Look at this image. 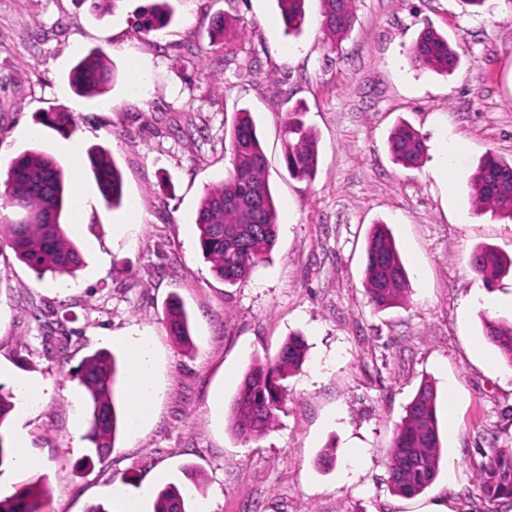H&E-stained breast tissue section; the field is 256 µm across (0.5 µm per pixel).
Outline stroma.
<instances>
[{"instance_id": "35a3bbf8", "label": "stroma", "mask_w": 512, "mask_h": 512, "mask_svg": "<svg viewBox=\"0 0 512 512\" xmlns=\"http://www.w3.org/2000/svg\"><path fill=\"white\" fill-rule=\"evenodd\" d=\"M151 2L120 0L99 15L90 0H0V183L24 151L56 156L72 188L63 221L83 253L74 276L40 279L0 248V393L14 405L7 426L23 427L43 466L45 512L96 503L121 512L127 500L153 512L155 491L170 483L188 512H492L478 473L493 449L512 448V367L483 321L512 320V272L486 287L470 257L481 246L512 257V221L478 212L469 177L486 154L512 161V0L479 14L461 0H354L356 23L337 47L322 32L320 0H308L296 37L277 0H171L165 29L136 34ZM227 12L243 29L232 47L209 32ZM427 26L457 44L453 73L412 67ZM96 48L115 79L87 98L68 73ZM299 105L318 139L310 181L291 178L283 161V121ZM52 109L70 113L66 133L37 123ZM241 109L261 134L277 241L231 286L203 258L195 218L229 169ZM403 121L428 145L414 168L388 149ZM95 147L121 172L119 206L94 179ZM378 223L409 274L404 299L382 311L362 283ZM174 298L189 317L188 347L165 322ZM35 305L61 319L65 362L47 351ZM295 333L307 359L286 380L288 403L265 435L243 441L232 428L238 386ZM129 338L152 352L147 417L136 431L120 425L103 462L83 465L88 408L72 373L94 352L114 357L126 417ZM20 379L38 384L37 402L23 398ZM425 380L438 392L442 459L433 484L409 499L389 488L387 460Z\"/></svg>"}]
</instances>
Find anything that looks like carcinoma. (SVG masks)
I'll list each match as a JSON object with an SVG mask.
<instances>
[{"instance_id":"obj_1","label":"carcinoma","mask_w":512,"mask_h":512,"mask_svg":"<svg viewBox=\"0 0 512 512\" xmlns=\"http://www.w3.org/2000/svg\"><path fill=\"white\" fill-rule=\"evenodd\" d=\"M306 0H278L285 29L296 35L305 23ZM324 34L331 44L341 42L355 25L352 0H321ZM172 19L168 0H154L136 22L140 33L162 29ZM102 49L90 51L69 71L72 87L87 97H97L112 88L114 71L106 63ZM411 63L419 68L449 74L459 64L460 55L448 38L432 28L418 35L410 53ZM303 112L288 113L283 123L284 162L288 174L311 179L318 164L315 136L305 128ZM41 124L66 130L70 119L65 112H43ZM389 149L404 167L419 165L428 146L411 126L401 123L391 132ZM230 169L223 183L208 190L197 211L196 225L202 256L224 283L234 285L247 279L269 255L277 238L276 208L271 194L265 153L256 124L245 110L236 113L230 135ZM96 182L106 201L116 206L123 194L122 176L103 150L90 154ZM479 207H486L502 218L512 220V162L493 154L483 157L470 176ZM68 203L65 174L59 161L39 150H28L14 158L8 167L4 189L0 192V238L38 277L71 276L82 265L80 250L68 239L62 213ZM474 273L486 286H492L512 259L491 246L476 249L470 259ZM364 287L377 309L397 304L409 288L407 271L400 259L391 230L377 224L368 238L364 267ZM175 341L185 346L190 338L187 312L177 303L166 313ZM484 336L497 347L505 363L512 367V322L486 319ZM306 348L301 335L288 337L270 363H256L239 385L232 407V428L245 440L266 434L278 412L288 402L283 385L289 372L300 368ZM115 361L96 352L74 372L84 387L91 406L85 438L94 446L97 457L112 447L117 429L114 405ZM11 404L0 394V466L11 455L4 446V423ZM437 391L423 382L405 410L393 438L387 462L392 491L405 498L423 493L435 480L441 458L437 419ZM36 483L23 485L9 497L0 499V512H43L34 491ZM480 487L491 501L512 504V448H496L488 464L480 469ZM154 512H187L185 499L174 485L163 488L154 503Z\"/></svg>"}]
</instances>
